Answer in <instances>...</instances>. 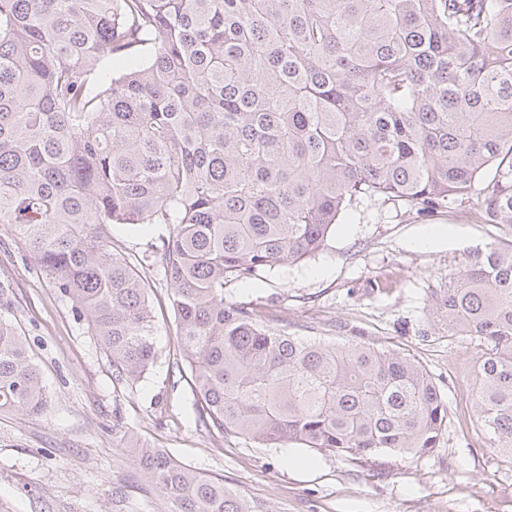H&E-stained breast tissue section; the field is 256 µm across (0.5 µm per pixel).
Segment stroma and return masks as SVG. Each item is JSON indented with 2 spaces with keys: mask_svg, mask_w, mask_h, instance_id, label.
<instances>
[{
  "mask_svg": "<svg viewBox=\"0 0 512 512\" xmlns=\"http://www.w3.org/2000/svg\"><path fill=\"white\" fill-rule=\"evenodd\" d=\"M169 233L166 224L113 229L119 248L147 256L141 273L157 313L158 358L144 381L124 388L114 386L112 362L86 319L0 224V283L8 287L0 310L26 337L50 394L42 415L0 414V512H170L134 482L121 426L223 477L267 512H512V461L492 451L472 409L476 346L433 318L437 298L476 251L512 242V226L484 222L480 195L428 215L361 202L316 254L224 286L226 303L254 308L288 335L364 341L418 360L448 405L439 446L423 456L351 462L197 426L188 380L175 365L162 264Z\"/></svg>",
  "mask_w": 512,
  "mask_h": 512,
  "instance_id": "obj_1",
  "label": "stroma"
}]
</instances>
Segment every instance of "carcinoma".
Here are the masks:
<instances>
[{
	"label": "carcinoma",
	"instance_id": "1",
	"mask_svg": "<svg viewBox=\"0 0 512 512\" xmlns=\"http://www.w3.org/2000/svg\"><path fill=\"white\" fill-rule=\"evenodd\" d=\"M120 57L138 63L114 75ZM486 177V221L512 225V0H0V224L126 386L154 365L156 326L112 225H171L177 346L221 436L352 460L438 447L448 405L418 361L274 330L224 285L314 255L363 199L429 213ZM435 308L478 342L477 418L512 459V243L477 253ZM48 399L0 314V413ZM121 441L171 512H257Z\"/></svg>",
	"mask_w": 512,
	"mask_h": 512
}]
</instances>
